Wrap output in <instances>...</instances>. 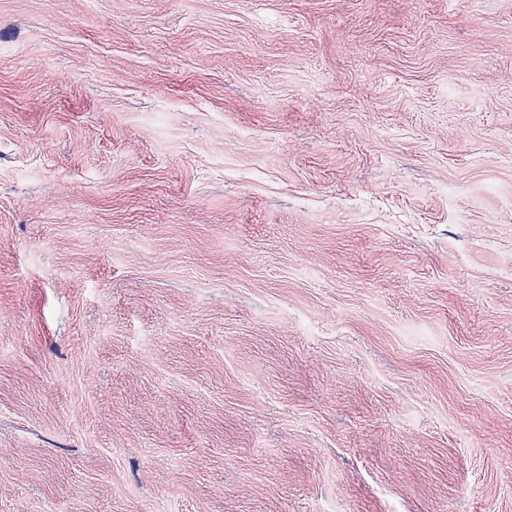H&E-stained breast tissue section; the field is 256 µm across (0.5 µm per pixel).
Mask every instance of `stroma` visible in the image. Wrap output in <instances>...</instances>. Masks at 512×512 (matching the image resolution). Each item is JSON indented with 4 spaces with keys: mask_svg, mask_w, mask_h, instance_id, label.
<instances>
[{
    "mask_svg": "<svg viewBox=\"0 0 512 512\" xmlns=\"http://www.w3.org/2000/svg\"><path fill=\"white\" fill-rule=\"evenodd\" d=\"M0 512H512V0H0Z\"/></svg>",
    "mask_w": 512,
    "mask_h": 512,
    "instance_id": "obj_1",
    "label": "stroma"
}]
</instances>
